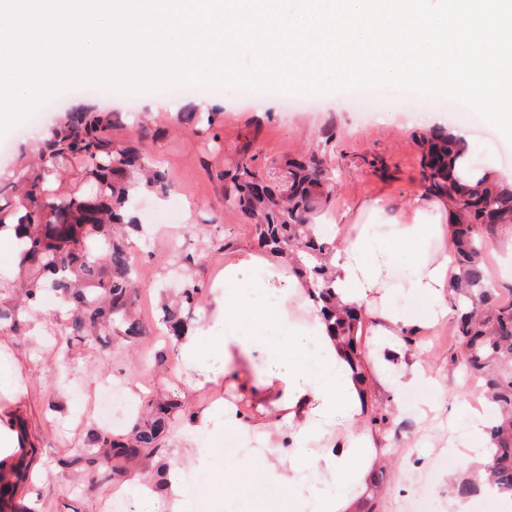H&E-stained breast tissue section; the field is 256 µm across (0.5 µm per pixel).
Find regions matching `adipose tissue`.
<instances>
[{
    "label": "adipose tissue",
    "mask_w": 512,
    "mask_h": 512,
    "mask_svg": "<svg viewBox=\"0 0 512 512\" xmlns=\"http://www.w3.org/2000/svg\"><path fill=\"white\" fill-rule=\"evenodd\" d=\"M313 232L331 245L327 264L337 300L357 307L378 340L371 365L351 364L310 297L308 279L284 257L248 245L225 257L202 323L179 340V359L198 370V386L222 379L246 402L242 408L225 403L224 429L207 443L255 441L248 457L224 463L225 484L251 497L253 512H364L370 475L389 446L385 430L365 423L364 389L384 390L393 416L409 394L439 403L447 398L415 342L453 313L448 291L458 270L447 198L425 193L397 210L364 203ZM257 355L284 363V370L256 373ZM483 419L466 400L456 401L452 423L461 463L477 475L487 457Z\"/></svg>",
    "instance_id": "obj_1"
}]
</instances>
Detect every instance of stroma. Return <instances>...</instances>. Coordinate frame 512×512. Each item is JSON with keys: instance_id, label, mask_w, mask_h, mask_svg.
<instances>
[{"instance_id": "stroma-1", "label": "stroma", "mask_w": 512, "mask_h": 512, "mask_svg": "<svg viewBox=\"0 0 512 512\" xmlns=\"http://www.w3.org/2000/svg\"><path fill=\"white\" fill-rule=\"evenodd\" d=\"M271 108L259 111L258 103L217 86L209 102L219 104L221 121L213 131L194 133L177 127L175 113L194 108L196 99L162 96L160 91L128 92L122 95L87 94L68 88L57 96V108L45 111L38 123L22 120L0 140L10 143L12 154L0 159V170L9 169L13 154L29 147L49 128L60 112L92 105L122 113L120 139L137 136L139 120H147L156 137L152 152L174 183L169 194L143 193L131 207L144 231L133 238L130 249L136 268L142 269L137 307L146 333L134 344L108 337L70 345L60 328L68 306L59 294L46 292L40 319L19 331L0 335V377L16 369L21 373L16 387L0 391V422L20 418L24 426L29 479L21 484L15 502L38 506L41 512H106L117 502L116 512H135L143 482H156L157 469L169 464L168 456L150 460L141 476L125 483L107 480L106 467L80 471L61 466V459L82 448L88 433L98 428L120 433L128 420L106 417L98 420L92 400L102 379L119 383L126 397L141 400L158 394L195 411H208L223 421L224 410L216 400L224 394L223 383L211 389L191 391L196 377L191 368L176 359L178 342L162 335L157 318L161 301L175 302L178 283L169 276L168 248L178 242L182 253L194 263L186 274L208 287L224 264V255L238 245L256 244L247 219L224 206V183L219 171L231 169L232 154L243 141H251L255 166L296 158L312 151L325 153L336 170L332 201L326 218L362 201L382 199L398 206L422 193L420 132L433 126L457 127L458 113L449 111L444 98L427 97L403 107L384 105L366 115L350 105L342 93L302 97L293 105L292 95L270 92ZM333 139H326V131ZM512 238L506 232L484 239L486 262L502 299H512V271L503 258ZM428 372L446 384L449 400L473 399L472 377L453 365L461 346L443 325L422 341ZM165 350L168 362L155 364L152 354ZM417 395L405 400L407 413L392 428L390 463L378 469L377 512H455V502L436 477L456 461L461 448L451 426V410L443 408L419 419ZM180 471L199 474L215 492L205 501V512H250L247 498L221 488L224 451L209 449L205 458L184 457Z\"/></svg>"}]
</instances>
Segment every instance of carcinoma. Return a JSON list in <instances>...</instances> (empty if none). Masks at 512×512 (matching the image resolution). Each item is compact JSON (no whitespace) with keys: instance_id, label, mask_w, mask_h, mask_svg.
Instances as JSON below:
<instances>
[{"instance_id":"obj_1","label":"carcinoma","mask_w":512,"mask_h":512,"mask_svg":"<svg viewBox=\"0 0 512 512\" xmlns=\"http://www.w3.org/2000/svg\"><path fill=\"white\" fill-rule=\"evenodd\" d=\"M219 112H178L176 123L211 129ZM121 127L117 112L86 108L66 113L52 128L37 156L17 170L19 177H0V227L14 224L23 230L19 245L17 275L0 280V296L19 290L22 302L0 305V331H17L38 310L45 290L52 289L71 304L62 333L85 341L93 336L116 335L131 344L144 335L136 315L139 284L129 260L130 249L122 228L129 200L149 190L166 193L172 187L168 176L150 168L144 149L150 129H138V144L123 145L113 131ZM422 147V182L427 193L446 195L458 218L455 243L459 277L452 286L457 312L454 333L470 348L462 363L469 375L487 390L493 413L485 426L488 440L490 485L512 496V300L498 298L478 237H491L512 226V186L483 179L463 187L451 179L452 168L470 154V144L436 126L419 135ZM250 142L239 149L243 160L227 172L224 206L240 211L253 224L258 242L271 253L286 256L295 269L310 280V294L322 315L346 340L350 352L360 344L357 318L345 306L336 305L330 271L325 263L329 245L316 238L312 226L333 195L335 173L324 159L312 152L272 165L266 183L245 160ZM79 163V177L88 192L58 195L47 189L52 177ZM160 323L167 333L180 336L182 316L163 310ZM182 406L174 401H143L129 432L95 431L90 444L69 461L93 466L98 457L112 460V480L127 474L126 464L148 460L166 451V439ZM27 469H0V512L26 479ZM480 491L462 476L450 492L465 500Z\"/></svg>"}]
</instances>
